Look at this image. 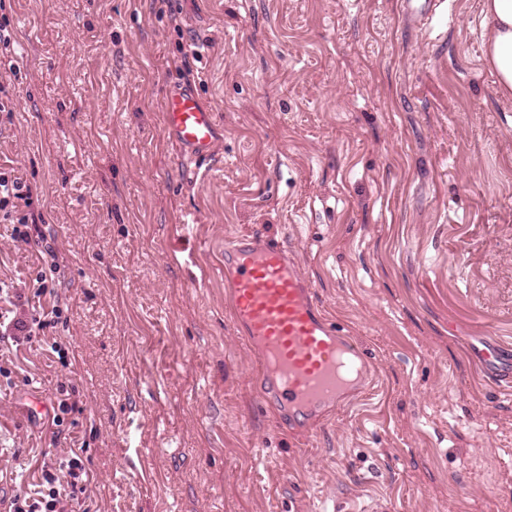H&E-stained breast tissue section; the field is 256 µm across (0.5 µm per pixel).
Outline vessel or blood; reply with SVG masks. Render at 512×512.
Masks as SVG:
<instances>
[{
    "label": "vessel or blood",
    "mask_w": 512,
    "mask_h": 512,
    "mask_svg": "<svg viewBox=\"0 0 512 512\" xmlns=\"http://www.w3.org/2000/svg\"><path fill=\"white\" fill-rule=\"evenodd\" d=\"M161 112L164 132L182 156L214 154L221 129L194 90L170 87ZM224 288L236 330L252 353L259 399L282 431L307 433L372 387L370 356L321 308L310 281L279 243L254 234L227 239ZM476 357L497 381H512L511 352L489 343Z\"/></svg>",
    "instance_id": "vessel-or-blood-1"
}]
</instances>
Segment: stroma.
<instances>
[{
  "label": "stroma",
  "mask_w": 512,
  "mask_h": 512,
  "mask_svg": "<svg viewBox=\"0 0 512 512\" xmlns=\"http://www.w3.org/2000/svg\"><path fill=\"white\" fill-rule=\"evenodd\" d=\"M0 173L36 188L63 323L0 347V502L82 445L91 512H512V100L481 0H5ZM194 88L222 138L161 128ZM292 250L381 373L308 436L257 402L224 306L226 237ZM0 219L32 315L36 243ZM74 411L53 438L56 388ZM49 409L33 414L34 399ZM165 134L174 141L183 157H211L221 140L216 113L204 106L187 86L170 87L161 104ZM476 357L484 371L497 381L511 383L512 359L507 350L499 345L489 343L477 349Z\"/></svg>",
  "instance_id": "stroma-1"
}]
</instances>
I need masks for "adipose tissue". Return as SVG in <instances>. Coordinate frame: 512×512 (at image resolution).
Returning a JSON list of instances; mask_svg holds the SVG:
<instances>
[{
    "mask_svg": "<svg viewBox=\"0 0 512 512\" xmlns=\"http://www.w3.org/2000/svg\"><path fill=\"white\" fill-rule=\"evenodd\" d=\"M483 63L497 78L502 99H512V0H483Z\"/></svg>",
    "mask_w": 512,
    "mask_h": 512,
    "instance_id": "1",
    "label": "adipose tissue"
}]
</instances>
